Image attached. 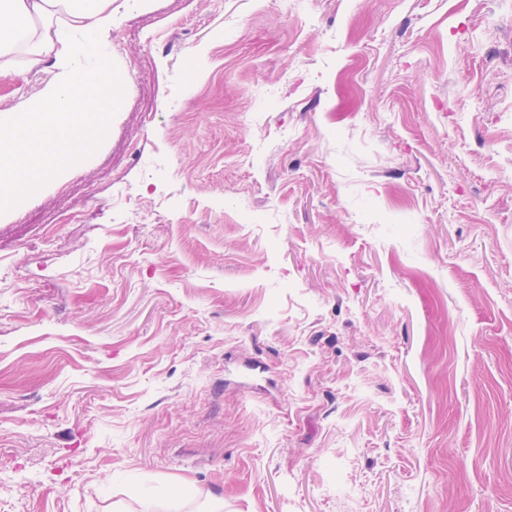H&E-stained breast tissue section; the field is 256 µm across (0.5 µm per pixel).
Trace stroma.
Wrapping results in <instances>:
<instances>
[{
	"label": "stroma",
	"mask_w": 512,
	"mask_h": 512,
	"mask_svg": "<svg viewBox=\"0 0 512 512\" xmlns=\"http://www.w3.org/2000/svg\"><path fill=\"white\" fill-rule=\"evenodd\" d=\"M106 40L95 148L0 209V512H512V0Z\"/></svg>",
	"instance_id": "1"
}]
</instances>
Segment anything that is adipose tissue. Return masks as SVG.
<instances>
[{"label":"adipose tissue","mask_w":512,"mask_h":512,"mask_svg":"<svg viewBox=\"0 0 512 512\" xmlns=\"http://www.w3.org/2000/svg\"><path fill=\"white\" fill-rule=\"evenodd\" d=\"M114 0H0V73L46 74L25 118L0 127V204L24 203L36 186L72 168L93 147L106 115L85 89L120 84L103 73L106 34L121 17ZM86 129L73 140L69 130Z\"/></svg>","instance_id":"obj_1"}]
</instances>
